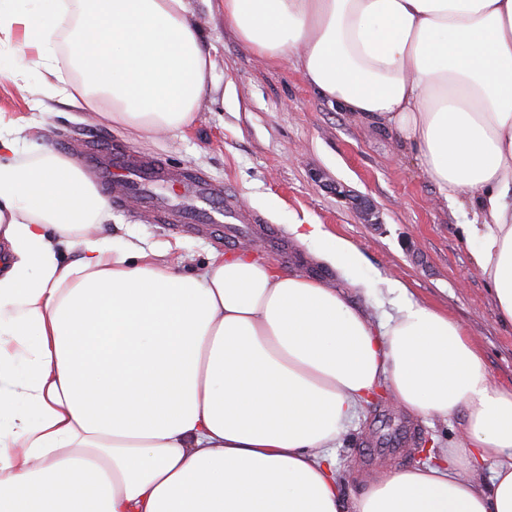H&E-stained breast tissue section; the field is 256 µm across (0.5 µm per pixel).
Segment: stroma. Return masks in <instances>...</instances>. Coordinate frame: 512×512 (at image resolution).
I'll use <instances>...</instances> for the list:
<instances>
[{
    "mask_svg": "<svg viewBox=\"0 0 512 512\" xmlns=\"http://www.w3.org/2000/svg\"><path fill=\"white\" fill-rule=\"evenodd\" d=\"M191 9L214 61L211 92L191 127L156 137L106 118L89 120L86 112L56 100L36 115L3 76L0 111L35 116L42 135L70 157L92 141L146 151L169 166L205 173L260 218L249 236L230 243L178 231L137 205H116L101 236H120L180 257L182 271L193 274L214 249L230 252L246 245L277 257V250L263 243L271 230L287 237L293 251L284 270L304 274L316 258L310 243L289 236L288 226L297 220L322 225L361 253L359 273L377 286L355 301L374 322L386 321L402 302L388 293L385 280H402L415 301L460 323L478 343L492 382L512 388V327L499 322L490 287L462 233L463 225L474 221L472 210L445 200L414 156L399 153L396 133L331 106L292 62L252 53L225 21L223 0H191ZM356 196L374 206L376 223H362L350 203ZM462 424L458 415L428 418L398 411L383 398L366 404L333 450L346 495L358 493L361 475L417 465L419 449L458 447Z\"/></svg>",
    "mask_w": 512,
    "mask_h": 512,
    "instance_id": "obj_1",
    "label": "stroma"
}]
</instances>
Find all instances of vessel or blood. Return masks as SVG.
<instances>
[{"instance_id":"1","label":"vessel or blood","mask_w":512,"mask_h":512,"mask_svg":"<svg viewBox=\"0 0 512 512\" xmlns=\"http://www.w3.org/2000/svg\"><path fill=\"white\" fill-rule=\"evenodd\" d=\"M80 158L99 191L114 203L135 199L180 230L222 238L233 235L234 225L249 221L220 185L198 172L173 169L157 158L98 143L81 146Z\"/></svg>"}]
</instances>
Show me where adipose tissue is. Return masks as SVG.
<instances>
[{"instance_id":"1","label":"adipose tissue","mask_w":512,"mask_h":512,"mask_svg":"<svg viewBox=\"0 0 512 512\" xmlns=\"http://www.w3.org/2000/svg\"><path fill=\"white\" fill-rule=\"evenodd\" d=\"M191 15L0 0V75L119 127L182 129L213 69ZM224 18L470 205L471 256L512 324V0H224ZM26 127L0 113V512H512V390L458 323L409 299L375 324L250 249L191 275L108 242L107 199ZM288 230L362 263L320 225ZM382 383L398 407L463 411L465 440L348 504L329 450Z\"/></svg>"}]
</instances>
